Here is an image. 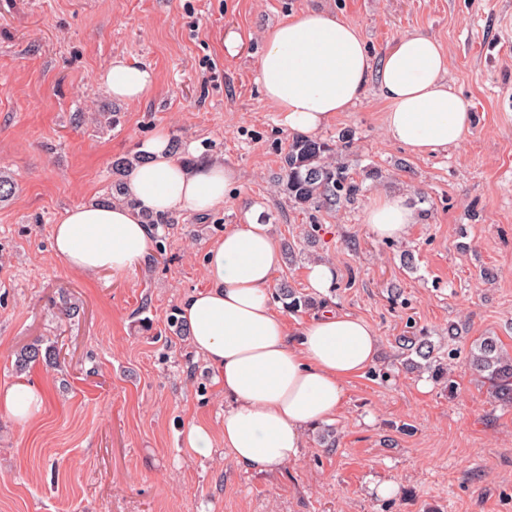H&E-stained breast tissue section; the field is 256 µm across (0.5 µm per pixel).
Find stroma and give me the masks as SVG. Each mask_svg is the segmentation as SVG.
<instances>
[{
  "label": "stroma",
  "instance_id": "35a3bbf8",
  "mask_svg": "<svg viewBox=\"0 0 512 512\" xmlns=\"http://www.w3.org/2000/svg\"><path fill=\"white\" fill-rule=\"evenodd\" d=\"M303 8L353 22L375 60L398 34L437 39L475 114L467 141L411 154L386 137L370 85L316 135L362 196L333 213L295 207L277 182L292 134L254 73L266 29ZM230 32L242 40L234 55ZM117 55L154 71L151 96L105 92L98 76ZM161 127L174 156L194 142L236 166L234 194L205 215L154 218L162 249L125 273L70 270L53 224L111 201L113 163ZM0 173L15 182L0 201V384L18 379L15 354L35 341L60 360L23 374L49 395L37 419L0 414V512H512V407L465 366L487 336L512 353V0H0ZM381 194L416 214L402 238H378L364 220ZM254 205L294 248L273 288L309 292L308 266L329 263L328 306L379 336L372 365L345 385L335 446L307 428L299 459L276 473L188 448L192 420L223 433L224 395L167 325L204 287L225 225ZM412 331L456 348L450 386L405 369L399 339Z\"/></svg>",
  "mask_w": 512,
  "mask_h": 512
}]
</instances>
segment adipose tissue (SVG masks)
I'll return each mask as SVG.
<instances>
[{
    "label": "adipose tissue",
    "instance_id": "ef3b65f1",
    "mask_svg": "<svg viewBox=\"0 0 512 512\" xmlns=\"http://www.w3.org/2000/svg\"><path fill=\"white\" fill-rule=\"evenodd\" d=\"M448 60L439 43L418 32L397 36L372 62L359 28L323 11H298L269 28L255 81L289 131L314 135L377 82L387 104V138L418 155L462 144L474 116L470 102L448 82ZM112 99L133 103L149 96L154 72L113 58L99 75ZM143 160L126 184L130 204L89 201L67 209L51 232L54 251L69 269L85 274L123 273L145 259L154 241L144 214L203 215L223 204L239 181L235 166L199 161L197 144L187 165L170 150L166 129L141 142ZM416 216L397 196L377 197L365 222L381 238L402 237ZM281 250L255 208L227 225L205 257L204 288L181 305L190 341L218 371L224 392V434L190 423L185 440L198 456L216 441L242 467L278 470L295 461L303 431L335 420L346 379L373 362L379 336L365 320L333 308L295 326L275 310L272 277ZM46 391L25 381L0 385V411L19 425L43 410Z\"/></svg>",
    "mask_w": 512,
    "mask_h": 512
}]
</instances>
